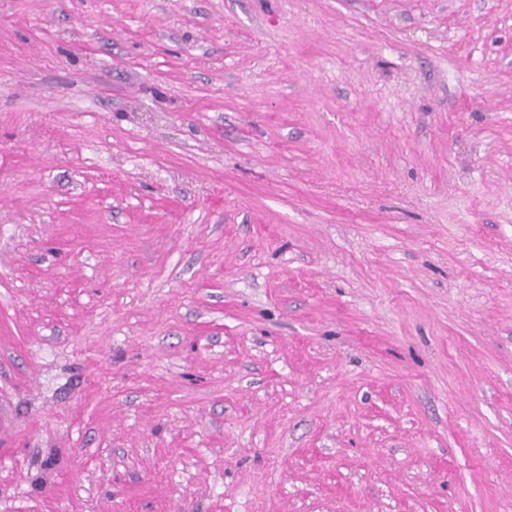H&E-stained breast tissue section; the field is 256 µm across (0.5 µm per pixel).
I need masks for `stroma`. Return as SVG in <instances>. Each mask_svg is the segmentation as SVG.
Listing matches in <instances>:
<instances>
[{"label": "stroma", "mask_w": 512, "mask_h": 512, "mask_svg": "<svg viewBox=\"0 0 512 512\" xmlns=\"http://www.w3.org/2000/svg\"><path fill=\"white\" fill-rule=\"evenodd\" d=\"M0 512H512V0H0Z\"/></svg>", "instance_id": "obj_1"}]
</instances>
